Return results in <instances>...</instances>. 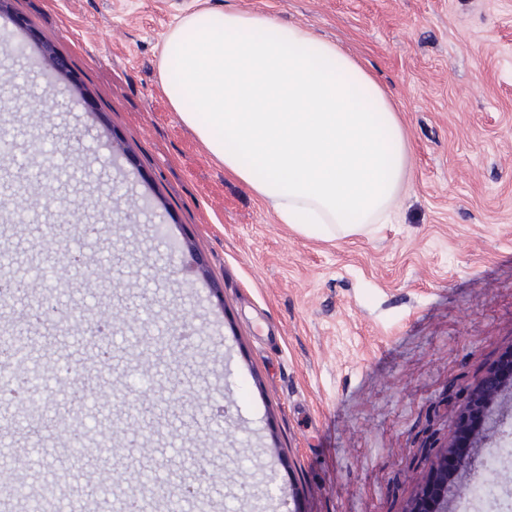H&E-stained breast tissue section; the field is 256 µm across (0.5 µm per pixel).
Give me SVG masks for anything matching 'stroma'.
<instances>
[{"instance_id": "obj_1", "label": "stroma", "mask_w": 512, "mask_h": 512, "mask_svg": "<svg viewBox=\"0 0 512 512\" xmlns=\"http://www.w3.org/2000/svg\"><path fill=\"white\" fill-rule=\"evenodd\" d=\"M207 9L302 24L377 77L408 138L388 223L302 236L181 122L159 87L166 36ZM18 26L44 68L66 64L53 87L0 52V107L53 144L59 173L23 181L76 202L113 188L102 216L76 211L44 243L79 285L64 328L24 337L32 361L69 366L44 423L81 416L90 437L136 443L117 479L144 512H168L144 470L198 485L178 512H404L427 478L418 449L455 444L463 388L512 348V0H0V34ZM95 221L125 253L106 290L66 260ZM107 295L113 329L68 319ZM84 386L103 404L79 403ZM53 437L26 461L32 491L112 512L95 462L57 482ZM491 479L444 512H512V456Z\"/></svg>"}]
</instances>
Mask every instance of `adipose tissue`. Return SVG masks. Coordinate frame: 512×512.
<instances>
[{
    "instance_id": "1",
    "label": "adipose tissue",
    "mask_w": 512,
    "mask_h": 512,
    "mask_svg": "<svg viewBox=\"0 0 512 512\" xmlns=\"http://www.w3.org/2000/svg\"><path fill=\"white\" fill-rule=\"evenodd\" d=\"M159 83L278 223L330 240L396 208L405 131L383 86L335 43L261 13L199 11L169 33Z\"/></svg>"
}]
</instances>
